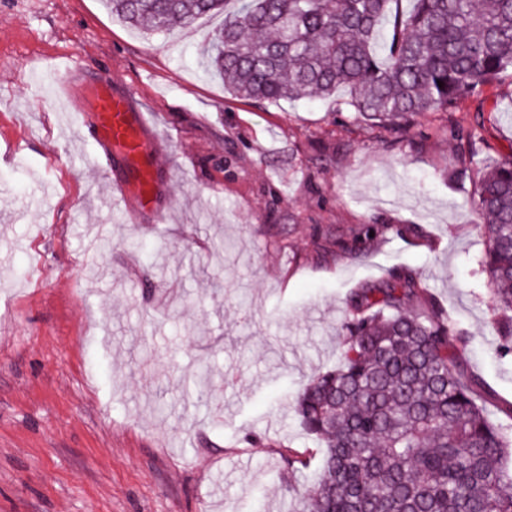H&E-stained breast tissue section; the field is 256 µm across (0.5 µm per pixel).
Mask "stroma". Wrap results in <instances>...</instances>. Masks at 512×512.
<instances>
[{
	"label": "stroma",
	"instance_id": "stroma-1",
	"mask_svg": "<svg viewBox=\"0 0 512 512\" xmlns=\"http://www.w3.org/2000/svg\"><path fill=\"white\" fill-rule=\"evenodd\" d=\"M224 12L145 35L104 0H0V512H300L320 450L295 398L335 368L349 291L413 267L464 367L512 403V347L482 273L449 125L512 152V77L398 135L338 97L231 95L202 62ZM75 60L152 115L164 226L130 223L94 167L96 118L49 108L32 61ZM362 224H407L352 256Z\"/></svg>",
	"mask_w": 512,
	"mask_h": 512
}]
</instances>
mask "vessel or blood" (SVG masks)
Listing matches in <instances>:
<instances>
[{"label":"vessel or blood","instance_id":"b4317fda","mask_svg":"<svg viewBox=\"0 0 512 512\" xmlns=\"http://www.w3.org/2000/svg\"><path fill=\"white\" fill-rule=\"evenodd\" d=\"M34 72L39 78L49 80L53 98L73 100L80 77L75 62H68L59 69L38 66ZM100 88L94 106L96 164L114 171V191L134 193L139 209H152L160 186L158 174L164 162L146 135L151 117L147 112L132 108L126 96L113 93L111 74L102 75Z\"/></svg>","mask_w":512,"mask_h":512}]
</instances>
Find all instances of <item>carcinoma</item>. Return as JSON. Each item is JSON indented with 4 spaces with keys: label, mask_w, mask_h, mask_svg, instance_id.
Masks as SVG:
<instances>
[{
    "label": "carcinoma",
    "mask_w": 512,
    "mask_h": 512,
    "mask_svg": "<svg viewBox=\"0 0 512 512\" xmlns=\"http://www.w3.org/2000/svg\"><path fill=\"white\" fill-rule=\"evenodd\" d=\"M151 34L224 7V0H105ZM206 39L207 66L237 96L328 98L356 122L400 129L448 113L512 75V0H239ZM443 86H438V82ZM456 177L474 181L483 272L512 335V152L486 162L482 126H454ZM405 225L363 224L340 246L362 255ZM339 366L314 376L296 412L322 440L307 512H512V427L493 422L484 382L461 368V341L416 270L346 299Z\"/></svg>",
    "instance_id": "1"
}]
</instances>
